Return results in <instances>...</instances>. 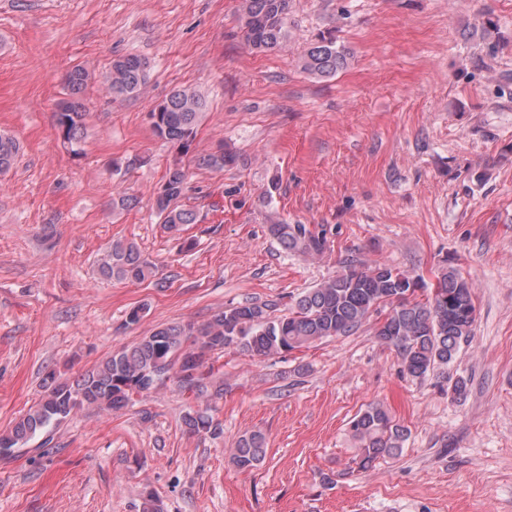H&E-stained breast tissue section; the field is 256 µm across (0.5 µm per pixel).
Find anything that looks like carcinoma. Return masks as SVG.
I'll use <instances>...</instances> for the list:
<instances>
[{
    "mask_svg": "<svg viewBox=\"0 0 512 512\" xmlns=\"http://www.w3.org/2000/svg\"><path fill=\"white\" fill-rule=\"evenodd\" d=\"M292 0H241L240 26L246 44L257 52L282 48L288 38ZM348 53L333 40H323L301 58L307 74L327 79L345 69ZM92 79L87 68L77 65L64 76L67 97L55 109V130L71 151L81 141L87 115L83 92ZM149 80L147 62L129 55L112 60L104 90L113 97L141 94ZM205 99L190 89H176L151 112L157 137L189 150L195 129L203 117ZM19 152L16 140L0 133V173L7 172ZM201 167L222 170L235 157L222 151L197 156ZM187 188V172L170 167L153 207L171 233L197 221L194 209L181 203ZM269 235L289 252L320 253L327 247V232L305 224H270ZM106 279L142 282L158 267L133 242L116 240L98 260ZM429 290L423 299L417 291ZM383 313L375 331L392 347L403 371L418 380L452 363L462 343L472 336L475 304L470 283L454 268L424 281L385 264L366 270L346 266L315 288L299 294L288 314L274 316L267 304L228 308L197 324H162L149 336L112 352L93 370L70 382L47 376L38 400L8 430L0 433V454L8 456L54 428L83 408L119 410L157 387L173 383L180 393L211 402L224 395V385L214 382L212 356L235 348L253 357L290 353L323 339L345 336L358 330L372 312ZM183 421L190 432L216 435L220 424L208 410L188 412ZM356 441L353 462L367 470L380 458L403 446L406 429L380 404H369L350 425ZM265 438L253 431L237 441L232 463L239 470L255 468L265 454Z\"/></svg>",
    "mask_w": 512,
    "mask_h": 512,
    "instance_id": "1",
    "label": "carcinoma"
}]
</instances>
